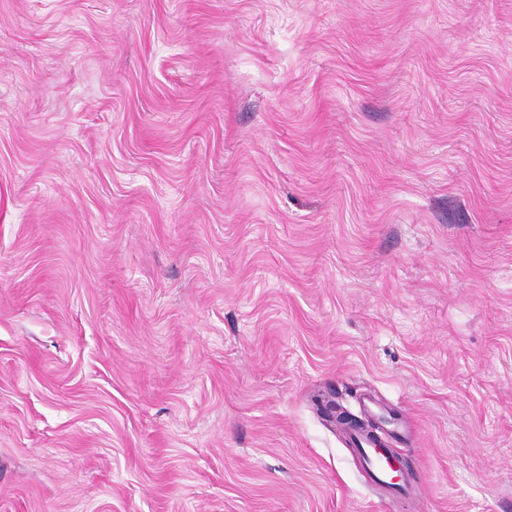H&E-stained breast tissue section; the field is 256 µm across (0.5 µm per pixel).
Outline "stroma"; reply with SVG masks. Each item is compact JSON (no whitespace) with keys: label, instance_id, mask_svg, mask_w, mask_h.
Masks as SVG:
<instances>
[{"label":"stroma","instance_id":"obj_1","mask_svg":"<svg viewBox=\"0 0 512 512\" xmlns=\"http://www.w3.org/2000/svg\"><path fill=\"white\" fill-rule=\"evenodd\" d=\"M0 512H512V0H0ZM387 448H381L377 444L361 439L360 448H355V450L375 485L380 487L383 492L388 495L401 493L405 491L406 488L404 485L399 482H394L393 480Z\"/></svg>","mask_w":512,"mask_h":512}]
</instances>
